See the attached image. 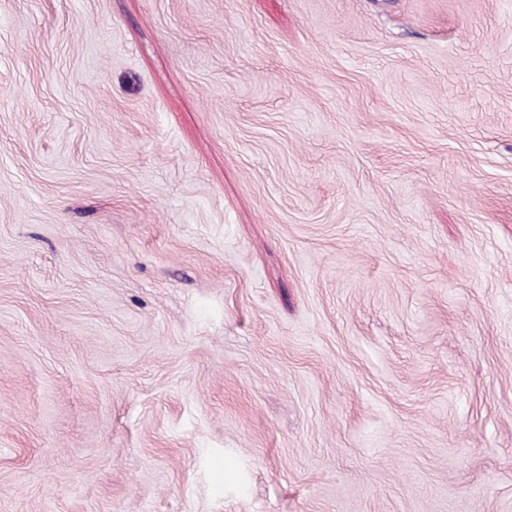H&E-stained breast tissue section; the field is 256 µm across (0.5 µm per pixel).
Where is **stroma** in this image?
Listing matches in <instances>:
<instances>
[{
    "mask_svg": "<svg viewBox=\"0 0 512 512\" xmlns=\"http://www.w3.org/2000/svg\"><path fill=\"white\" fill-rule=\"evenodd\" d=\"M0 512H512V0H0Z\"/></svg>",
    "mask_w": 512,
    "mask_h": 512,
    "instance_id": "stroma-1",
    "label": "stroma"
}]
</instances>
